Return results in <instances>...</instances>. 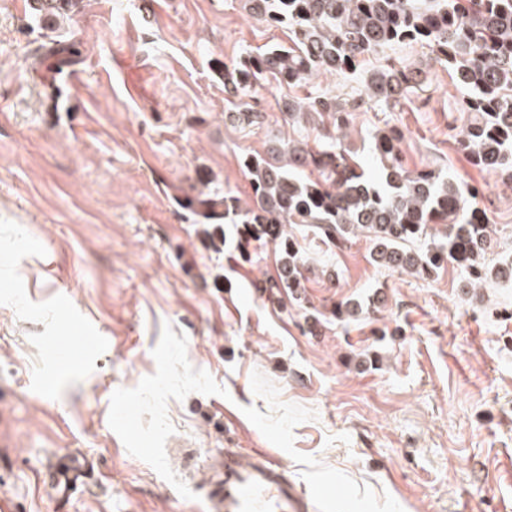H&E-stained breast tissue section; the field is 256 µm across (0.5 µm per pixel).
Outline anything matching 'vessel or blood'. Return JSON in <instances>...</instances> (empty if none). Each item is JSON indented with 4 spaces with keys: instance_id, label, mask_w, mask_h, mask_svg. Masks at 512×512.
Segmentation results:
<instances>
[{
    "instance_id": "vessel-or-blood-1",
    "label": "vessel or blood",
    "mask_w": 512,
    "mask_h": 512,
    "mask_svg": "<svg viewBox=\"0 0 512 512\" xmlns=\"http://www.w3.org/2000/svg\"><path fill=\"white\" fill-rule=\"evenodd\" d=\"M85 462L64 453L58 456L51 473V489L56 497H68L78 486ZM208 488L206 512H327L326 501L314 500L288 480L286 468L266 455L246 459L225 450L203 469Z\"/></svg>"
}]
</instances>
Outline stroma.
<instances>
[{
  "label": "stroma",
  "instance_id": "obj_1",
  "mask_svg": "<svg viewBox=\"0 0 512 512\" xmlns=\"http://www.w3.org/2000/svg\"><path fill=\"white\" fill-rule=\"evenodd\" d=\"M21 2L0 0V488L26 512H205L197 467L230 448L270 452L334 512H512V279H422L374 264L365 239L337 248L292 224L294 299L273 244L245 262L197 233V199L249 198L241 156L315 145L283 101L328 94L368 173L375 132L400 128L405 167L481 188L512 256V186L458 147L468 111L448 68L401 45L235 96L225 61L289 43L242 0H71L45 18ZM388 65L420 79L393 107L366 91ZM347 300L362 311L342 323ZM80 320L110 344L57 369L47 343ZM123 404L134 431L111 421ZM74 449L94 467L52 501L43 466Z\"/></svg>",
  "mask_w": 512,
  "mask_h": 512
}]
</instances>
